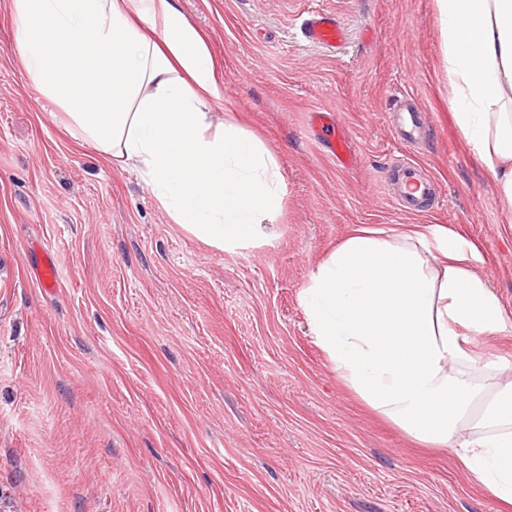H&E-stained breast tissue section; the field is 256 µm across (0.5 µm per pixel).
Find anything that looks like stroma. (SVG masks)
Segmentation results:
<instances>
[{"mask_svg":"<svg viewBox=\"0 0 512 512\" xmlns=\"http://www.w3.org/2000/svg\"><path fill=\"white\" fill-rule=\"evenodd\" d=\"M224 65L213 123L278 158L266 237L224 251L174 224L130 168L70 136L31 84L0 0V512H512L451 448L375 412L314 343L300 295L353 231L447 232L497 297L506 329L471 337L512 361V209L453 119L435 0H178ZM335 14L337 52L304 41ZM429 125L414 148L401 96ZM331 109L340 167L310 115ZM397 158L437 200L390 203ZM59 271L41 287L44 255ZM420 113L415 109H405L395 113L394 129L397 137L404 144L413 143L423 132Z\"/></svg>","mask_w":512,"mask_h":512,"instance_id":"stroma-1","label":"stroma"}]
</instances>
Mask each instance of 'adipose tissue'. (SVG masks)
<instances>
[{
	"label": "adipose tissue",
	"instance_id": "adipose-tissue-1",
	"mask_svg": "<svg viewBox=\"0 0 512 512\" xmlns=\"http://www.w3.org/2000/svg\"><path fill=\"white\" fill-rule=\"evenodd\" d=\"M453 117L512 205V0H436ZM33 85L74 134L136 170L173 223L207 244L256 243L282 207L278 160L233 123L213 126L225 73L174 0H10ZM301 300L341 380L410 437L457 449L512 503V362L466 335L506 322L450 245L362 230L312 272Z\"/></svg>",
	"mask_w": 512,
	"mask_h": 512
}]
</instances>
